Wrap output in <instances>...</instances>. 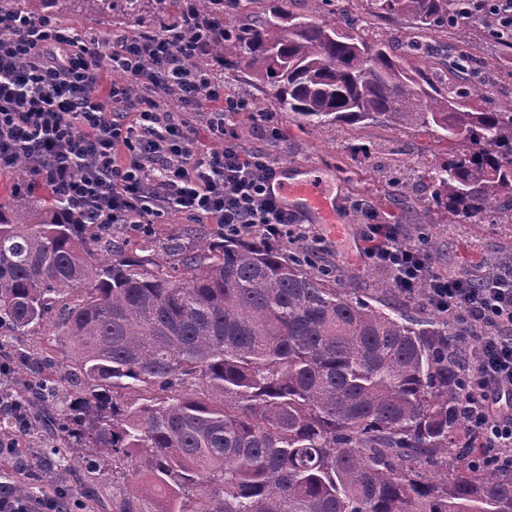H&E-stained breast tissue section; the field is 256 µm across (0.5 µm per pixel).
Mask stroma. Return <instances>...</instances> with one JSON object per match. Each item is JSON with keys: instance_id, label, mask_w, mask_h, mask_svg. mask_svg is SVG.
I'll return each mask as SVG.
<instances>
[{"instance_id": "35a3bbf8", "label": "stroma", "mask_w": 512, "mask_h": 512, "mask_svg": "<svg viewBox=\"0 0 512 512\" xmlns=\"http://www.w3.org/2000/svg\"><path fill=\"white\" fill-rule=\"evenodd\" d=\"M288 8L319 22L351 20L356 33L370 40L386 39L403 45L416 36L412 25L381 14L373 0H344L333 12H315L313 0H288ZM481 29V19L475 16L427 36L428 42L447 45L449 51L468 49L474 58L469 74L456 69L447 54L421 58L417 64L443 94L455 92L470 81L484 83L488 93L483 107L503 112L512 107V50L492 35L482 34ZM224 84L251 100L256 110L273 112L270 86L253 83L244 64L225 68ZM273 114L275 135H262L246 112L234 116L233 128L245 149L265 150L288 167L318 170L340 209L351 217L348 236L330 241L328 252L320 258L321 263L335 266L337 287L356 289L368 300L374 283L388 276L387 271L363 266L360 260L364 243L353 217L362 213L367 203L375 210L376 223L399 224L423 233L433 264L442 274L480 276L512 260L511 214L499 208L474 223L451 215L437 204L431 175L442 162L444 149L430 132L396 131L383 124H338L311 134L300 128L294 115ZM217 234L213 224L171 214L155 225L152 238L157 243L177 239L194 244Z\"/></svg>"}]
</instances>
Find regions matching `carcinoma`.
<instances>
[{"label":"carcinoma","instance_id":"carcinoma-1","mask_svg":"<svg viewBox=\"0 0 512 512\" xmlns=\"http://www.w3.org/2000/svg\"><path fill=\"white\" fill-rule=\"evenodd\" d=\"M121 14L139 31L170 0H53ZM420 30L448 27L457 0H374ZM235 49L272 107L313 133L381 122L435 132L446 158L432 174L446 211L480 218L512 207V115L462 110L401 48L288 11L242 26ZM0 204V380L25 410L18 428L52 426L63 446L36 468L75 505L63 479L81 462L112 481V512H512V469H490L460 405L469 349L448 324L385 310L333 286L303 247L239 238L130 250L88 225L24 163ZM19 336H64L67 363L22 350Z\"/></svg>","mask_w":512,"mask_h":512}]
</instances>
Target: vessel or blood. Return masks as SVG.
<instances>
[{"instance_id":"vessel-or-blood-1","label":"vessel or blood","mask_w":512,"mask_h":512,"mask_svg":"<svg viewBox=\"0 0 512 512\" xmlns=\"http://www.w3.org/2000/svg\"><path fill=\"white\" fill-rule=\"evenodd\" d=\"M273 193L286 207L302 213L311 223L324 226L332 237L345 235L348 226L336 198L321 176L281 172L272 184Z\"/></svg>"}]
</instances>
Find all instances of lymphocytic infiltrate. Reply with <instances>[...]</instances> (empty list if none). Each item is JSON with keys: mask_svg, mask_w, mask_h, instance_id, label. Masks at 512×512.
<instances>
[{"mask_svg": "<svg viewBox=\"0 0 512 512\" xmlns=\"http://www.w3.org/2000/svg\"><path fill=\"white\" fill-rule=\"evenodd\" d=\"M223 40V22L196 0H181L164 28L110 50L52 18L0 12V171L25 162L83 224L138 234L173 211L227 235L326 251L272 193L280 162L244 150L227 121L233 112L259 124L268 116L225 89L213 53ZM106 70L120 79L101 99ZM203 98L211 110L200 122ZM360 233L367 265L387 271L406 297L424 291L451 325L475 335L461 405L483 447L512 463V264L478 282L445 276L399 225L365 224Z\"/></svg>", "mask_w": 512, "mask_h": 512, "instance_id": "1", "label": "lymphocytic infiltrate"}]
</instances>
